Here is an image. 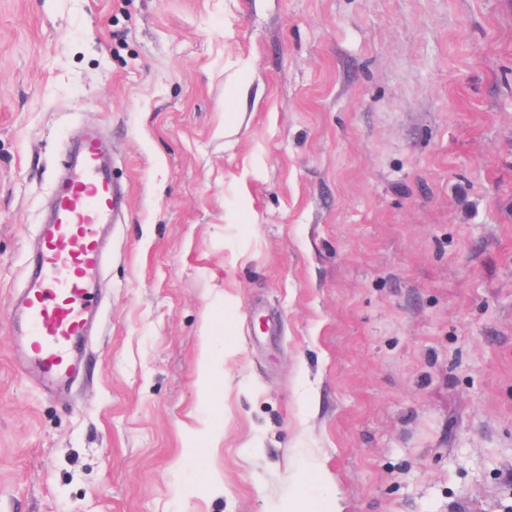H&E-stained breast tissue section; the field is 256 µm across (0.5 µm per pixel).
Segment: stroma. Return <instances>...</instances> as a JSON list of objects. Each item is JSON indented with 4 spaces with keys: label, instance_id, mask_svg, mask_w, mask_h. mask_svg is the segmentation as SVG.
<instances>
[{
    "label": "stroma",
    "instance_id": "obj_1",
    "mask_svg": "<svg viewBox=\"0 0 512 512\" xmlns=\"http://www.w3.org/2000/svg\"><path fill=\"white\" fill-rule=\"evenodd\" d=\"M124 212L72 385L12 298L66 132ZM512 512V0H0V512Z\"/></svg>",
    "mask_w": 512,
    "mask_h": 512
}]
</instances>
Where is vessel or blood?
Listing matches in <instances>:
<instances>
[{"mask_svg":"<svg viewBox=\"0 0 512 512\" xmlns=\"http://www.w3.org/2000/svg\"><path fill=\"white\" fill-rule=\"evenodd\" d=\"M50 217L40 228L41 247L24 288L13 301L10 332L21 358L46 387L65 385L98 309L95 282L103 262L98 227L111 223L123 196L102 159L98 140L85 136L67 161Z\"/></svg>","mask_w":512,"mask_h":512,"instance_id":"vessel-or-blood-1","label":"vessel or blood"}]
</instances>
